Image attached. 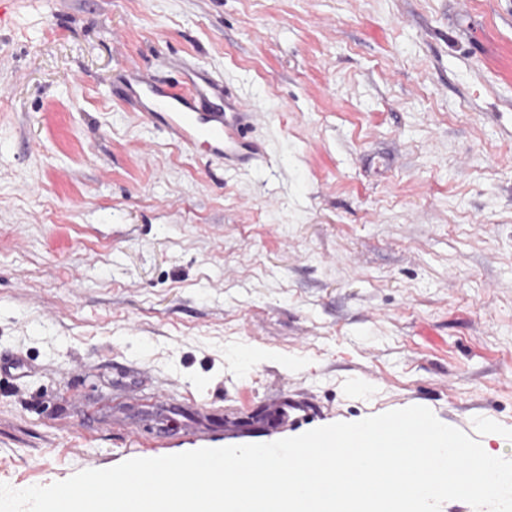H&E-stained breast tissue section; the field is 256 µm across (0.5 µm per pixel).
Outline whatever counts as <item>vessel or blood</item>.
Masks as SVG:
<instances>
[{
    "mask_svg": "<svg viewBox=\"0 0 512 512\" xmlns=\"http://www.w3.org/2000/svg\"><path fill=\"white\" fill-rule=\"evenodd\" d=\"M122 99L162 129L170 140L191 151L244 167L263 154L252 139L253 114L222 80L193 71L182 86L167 84L150 73L132 70L120 88Z\"/></svg>",
    "mask_w": 512,
    "mask_h": 512,
    "instance_id": "b4317fda",
    "label": "vessel or blood"
}]
</instances>
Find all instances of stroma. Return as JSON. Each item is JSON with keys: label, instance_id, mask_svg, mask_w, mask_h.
Segmentation results:
<instances>
[{"label": "stroma", "instance_id": "1", "mask_svg": "<svg viewBox=\"0 0 512 512\" xmlns=\"http://www.w3.org/2000/svg\"><path fill=\"white\" fill-rule=\"evenodd\" d=\"M185 62L265 163L114 94ZM411 405L512 458V0H0V483Z\"/></svg>", "mask_w": 512, "mask_h": 512}]
</instances>
